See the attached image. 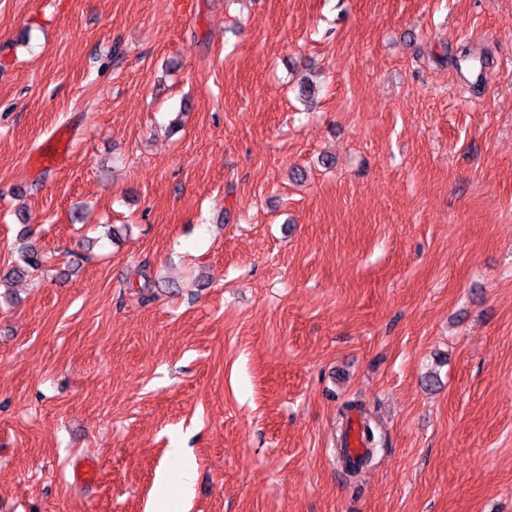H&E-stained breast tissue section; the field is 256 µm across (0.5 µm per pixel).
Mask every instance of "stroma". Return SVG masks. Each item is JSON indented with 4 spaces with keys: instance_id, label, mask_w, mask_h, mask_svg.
Here are the masks:
<instances>
[{
    "instance_id": "stroma-1",
    "label": "stroma",
    "mask_w": 512,
    "mask_h": 512,
    "mask_svg": "<svg viewBox=\"0 0 512 512\" xmlns=\"http://www.w3.org/2000/svg\"><path fill=\"white\" fill-rule=\"evenodd\" d=\"M24 227L0 512H512V0H0ZM20 260L23 265L14 267L4 275L3 280H0L1 285L3 282H7L11 277H20L21 275H24L28 269L37 270L41 268L46 262L45 256L32 244L21 248ZM168 466L159 476L160 487L168 490L177 502L187 501L193 494L196 471L193 466L184 462L181 449L173 448L170 451ZM175 473L174 481L169 477V470Z\"/></svg>"
}]
</instances>
